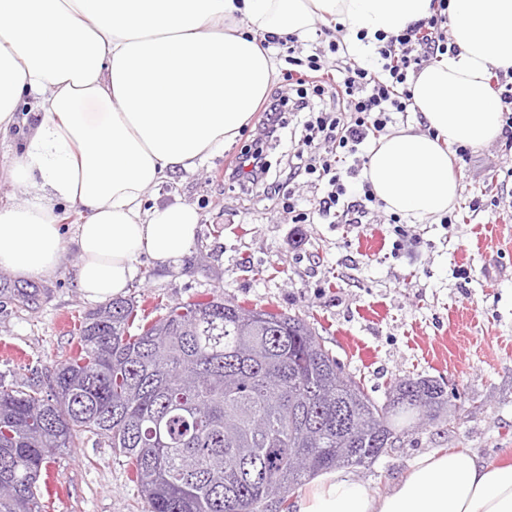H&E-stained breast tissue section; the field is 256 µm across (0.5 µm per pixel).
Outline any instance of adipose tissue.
<instances>
[{
    "label": "adipose tissue",
    "mask_w": 512,
    "mask_h": 512,
    "mask_svg": "<svg viewBox=\"0 0 512 512\" xmlns=\"http://www.w3.org/2000/svg\"><path fill=\"white\" fill-rule=\"evenodd\" d=\"M430 11L431 0H0V136L20 138L7 174L22 195L0 207V270L50 277L72 246L81 292L108 301L141 257L177 263L197 210L144 198L250 122L277 71L258 33L303 40L314 21L337 19L365 53ZM450 14L453 51L410 81L425 130L380 138L364 171L388 211L421 222L459 195L452 147L504 129L490 72L512 69V0H451ZM62 204L80 216L69 238ZM297 512H512V463L428 454L382 495L326 472Z\"/></svg>",
    "instance_id": "1"
}]
</instances>
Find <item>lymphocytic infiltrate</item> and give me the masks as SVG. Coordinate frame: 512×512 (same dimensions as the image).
<instances>
[{"label":"lymphocytic infiltrate","mask_w":512,"mask_h":512,"mask_svg":"<svg viewBox=\"0 0 512 512\" xmlns=\"http://www.w3.org/2000/svg\"><path fill=\"white\" fill-rule=\"evenodd\" d=\"M448 0H432L429 16L391 35H379L375 60L364 63L348 57L342 42L332 41L334 55H345L344 64L326 66L320 55L308 56L305 74H297L298 58H290L286 81L296 83L294 98L274 93L263 108L261 136L280 140L286 127L284 112H294L300 137L288 155L287 165L272 173L262 147L239 156L224 172L229 183H238L258 194L278 200L284 210L299 212L302 222L358 224L368 214L375 197L370 185L349 194L347 180L355 171L346 167L347 156L359 152L366 140L386 129L394 115L412 111L409 89L412 75L424 63L448 50ZM329 146L327 154L315 151L317 143ZM322 185L323 192L311 207L299 210L293 184L298 177Z\"/></svg>","instance_id":"obj_1"}]
</instances>
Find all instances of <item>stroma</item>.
Returning <instances> with one entry per match:
<instances>
[{
    "mask_svg": "<svg viewBox=\"0 0 512 512\" xmlns=\"http://www.w3.org/2000/svg\"><path fill=\"white\" fill-rule=\"evenodd\" d=\"M262 113L234 144L194 170L171 173L147 205L182 203L200 216L178 264L140 259L125 296L139 315L215 295L307 317L327 349L376 402L407 378L444 383L450 412L409 432L401 446L353 478L384 493L424 454L465 448L483 462L512 461V149L504 139L453 165L461 190L453 223L402 218L382 203L362 224H295L277 202L225 183L224 170L253 146ZM68 248L56 273L22 280L0 271V377L48 390L56 363L95 309ZM33 291L20 304L14 291ZM44 512H137L138 487L122 458L97 438L46 466Z\"/></svg>",
    "mask_w": 512,
    "mask_h": 512,
    "instance_id": "35a3bbf8",
    "label": "stroma"
}]
</instances>
